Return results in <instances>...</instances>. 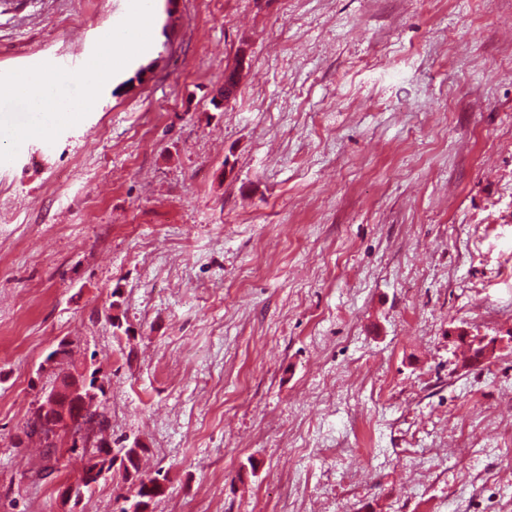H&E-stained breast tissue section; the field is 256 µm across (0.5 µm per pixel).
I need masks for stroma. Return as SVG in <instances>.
Segmentation results:
<instances>
[{"instance_id": "1", "label": "stroma", "mask_w": 512, "mask_h": 512, "mask_svg": "<svg viewBox=\"0 0 512 512\" xmlns=\"http://www.w3.org/2000/svg\"><path fill=\"white\" fill-rule=\"evenodd\" d=\"M142 24L72 123L0 98V512H65L63 340L152 512H512V0H19L0 82ZM52 355L56 356L54 364L49 366L51 373L57 378L61 374L76 369L77 364L72 358L71 344L61 341L57 348L52 352ZM83 383H88V376L84 371L73 372V377L62 382L60 379L55 381L44 393L41 398L43 403L42 415L47 410L50 411L55 422V430L58 432L68 431L74 429L77 425L68 413V407L64 404V398L70 393L80 390Z\"/></svg>"}]
</instances>
